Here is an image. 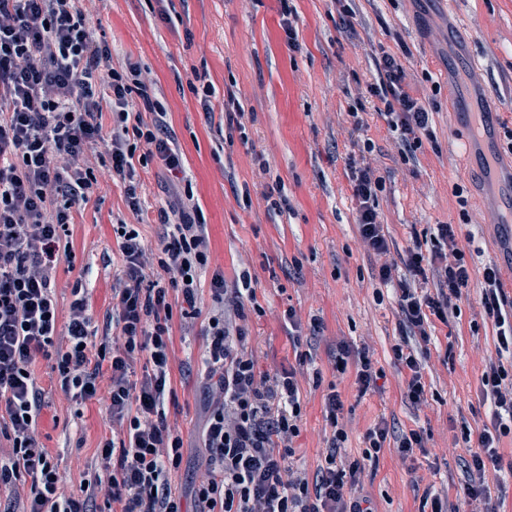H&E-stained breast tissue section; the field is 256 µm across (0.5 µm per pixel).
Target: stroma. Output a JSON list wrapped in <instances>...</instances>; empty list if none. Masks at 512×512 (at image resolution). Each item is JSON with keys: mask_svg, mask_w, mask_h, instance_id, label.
I'll use <instances>...</instances> for the list:
<instances>
[{"mask_svg": "<svg viewBox=\"0 0 512 512\" xmlns=\"http://www.w3.org/2000/svg\"><path fill=\"white\" fill-rule=\"evenodd\" d=\"M348 6L346 26L334 0H83L89 32L109 44L113 67L140 69L165 110L185 178L174 180L155 158L136 163L141 210L135 213L126 183L91 150L98 184L70 210L72 257L60 259L55 274L57 334L66 341L79 284L97 336H115L112 290L122 255L114 225H136L145 243L158 247L168 231L159 210L192 196L207 224L213 267L230 288L250 278L263 308L249 322L261 368L304 369L293 467L315 478L331 439L323 398L336 388L348 435L343 462L361 458L366 433L379 419L423 431L425 450L405 457L385 446L377 462L365 464L356 488L376 512H422L425 493L460 491L476 436L491 422L480 387L497 356V338L481 302L482 271L500 265L502 240L512 230L478 220L480 206L494 205L495 194L466 149L470 130L461 115L490 100L499 117H512V0H348ZM286 8L295 17V51L281 26ZM385 51L430 114L433 141L409 162L368 98ZM200 76L216 87L208 112L191 90ZM236 104L245 116L231 128L224 113ZM358 106L364 109L359 133L350 117ZM359 136L373 142L365 163L385 180L377 206L390 243L384 255L369 251L357 226L348 159ZM275 185L288 200L280 211L269 210L263 197ZM459 187L469 200L464 209L455 196ZM441 224L454 225L473 273L456 315L435 328L422 360L426 398L413 405L404 397L409 372L391 351L402 336L395 292L380 288L374 275L385 263L404 267L414 242L433 250ZM290 308L301 324L296 337L283 320ZM201 330L198 321H173L175 395L167 411L183 440V460L171 483L186 496L204 469ZM343 344L377 360L384 372L377 388L359 392L354 370L337 373ZM305 353L310 359L303 364ZM316 370L319 387L311 379ZM33 371L44 394L37 439L65 477L64 494L80 495L100 470L101 442L112 435L107 394L78 404L51 361L37 359ZM467 430L472 440L464 439Z\"/></svg>", "mask_w": 512, "mask_h": 512, "instance_id": "35a3bbf8", "label": "stroma"}]
</instances>
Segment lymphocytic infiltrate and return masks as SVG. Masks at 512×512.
I'll return each instance as SVG.
<instances>
[{
	"mask_svg": "<svg viewBox=\"0 0 512 512\" xmlns=\"http://www.w3.org/2000/svg\"><path fill=\"white\" fill-rule=\"evenodd\" d=\"M381 66L384 76L369 94L381 103V116L397 131L403 159L410 160L431 135L430 115L410 93L395 56L382 54ZM134 93L143 97L144 112L129 111ZM106 108L113 119L107 134L98 121ZM100 142L113 176L129 184L131 210L139 208L131 185L138 147L172 175L184 172L161 106L149 99L136 68L113 67L110 47L88 32L81 0H0V436L12 442L11 458L0 462V486L30 482L26 502L6 512H87L85 500L62 495L59 468L35 437L42 400L30 369L39 357L54 360L63 388L80 402L97 395L102 369L110 371V410L118 430L98 450L104 476L95 482L107 507L185 512L183 496L169 480L181 465L183 442L167 422L165 404L174 394L173 318L201 317L200 277L210 263L197 206L181 201L160 211L170 233L157 250L135 228L119 225L123 264L112 291L117 336L92 344L86 298L76 287L68 343H56L52 281L70 210L96 180L82 159ZM349 169L361 236L374 252H386L376 212L384 179L354 158ZM437 243L428 254L418 242L408 249L410 279H396L388 265L377 272L381 283L394 284L401 322L415 337L391 348L410 373L405 398L414 405L426 395L421 357L432 323L454 315L453 302L472 275L453 225H439ZM430 269L437 279L431 288L424 281ZM482 279V304L498 329L500 357L481 376L492 425L478 435L480 451L468 464L462 496L482 504V512H501V502L488 495L487 472L501 463V437L512 434V303L497 268H484ZM209 291L216 309L204 319L201 375L210 402L201 432L205 469L192 490L193 512H374L356 492L363 461H377L390 439L406 456L424 449L423 432L395 436L378 422L366 434L362 459L340 465L335 453H327L318 480L309 482L290 467L303 420L296 370H260L248 332L250 316L263 313L255 294L226 287L218 271Z\"/></svg>",
	"mask_w": 512,
	"mask_h": 512,
	"instance_id": "f902f5d3",
	"label": "lymphocytic infiltrate"
}]
</instances>
